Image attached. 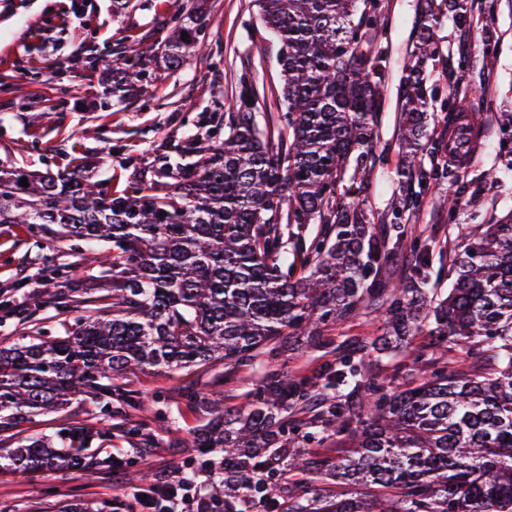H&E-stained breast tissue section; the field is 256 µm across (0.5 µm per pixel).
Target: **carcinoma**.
Segmentation results:
<instances>
[{
	"instance_id": "carcinoma-1",
	"label": "carcinoma",
	"mask_w": 512,
	"mask_h": 512,
	"mask_svg": "<svg viewBox=\"0 0 512 512\" xmlns=\"http://www.w3.org/2000/svg\"><path fill=\"white\" fill-rule=\"evenodd\" d=\"M260 20L279 43L283 122L260 129L253 85L242 81L228 113L224 142L196 149L199 159L168 175L152 192L112 195L74 156L55 173L0 169V224L41 232L56 224L68 237L109 244L76 304L54 294L45 304L77 309L65 335L0 348V427L63 408L77 395L128 397L119 381L135 370L178 371L211 360L252 361L264 346L318 335L329 321L354 319L361 306L384 313L387 335L355 353L365 357L405 342L421 327L435 344L479 362L462 366L410 351L414 373L402 384L367 373L347 356L316 380H271L243 411H217L193 433V448L224 452V485L212 498L224 512H512V216L464 228L465 244L431 273L428 244L400 223L377 236L360 196L380 157L372 149L384 97L383 35L378 0H259ZM463 26L466 0L421 8L416 51L400 80V136L405 187L395 215L416 212L429 190L448 179V160L467 154L475 125L460 112L448 123L468 135L430 143L438 158L418 163L433 93L425 73L444 16ZM188 34V41L181 40ZM197 42L174 27L167 60L180 63ZM131 90L138 70L121 68ZM359 184H344L347 171ZM27 179L28 186L21 185ZM331 224L306 239L298 230ZM298 262L285 267L288 241ZM411 263L403 278L386 267L396 251ZM455 277L448 297L428 299L429 278ZM112 283V294L97 282ZM354 384L363 413L328 390ZM318 392L344 454L301 458L284 439L282 412ZM65 449L46 436L0 448V468L39 472L83 468L85 432L69 431ZM304 474L322 469L336 481L323 493L308 481L288 503L277 499L268 464Z\"/></svg>"
}]
</instances>
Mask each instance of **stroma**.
I'll return each instance as SVG.
<instances>
[{
    "mask_svg": "<svg viewBox=\"0 0 512 512\" xmlns=\"http://www.w3.org/2000/svg\"><path fill=\"white\" fill-rule=\"evenodd\" d=\"M421 0H380L386 32L384 105L376 150L383 159L366 196L373 231L382 234L393 220L391 202L402 192L397 175L400 103L398 87L416 43L414 21ZM466 27L444 20L437 30L441 61L429 70L428 85L438 100L459 112H476L482 130L464 161L465 171L450 190L465 209L449 221L442 199L449 190L431 189L419 211L403 216L409 236L426 240L433 265L447 262L463 243L464 224H490L512 213V159L504 157L502 117L512 114V0H467ZM198 27L202 48L179 65L161 58L174 18ZM156 53L140 61L146 76L133 97L113 93L114 68L135 58L139 44ZM279 46L258 17L255 0H128L113 12L112 0H0V165L56 172L70 156L84 155L102 188L122 193L131 183L152 186L160 156L179 162L181 147L224 139V113L238 96L237 77L251 72L256 85L278 86ZM493 109H486V101ZM75 241L53 232L32 234L24 224H0V303L23 312L47 294L81 285V273L48 279L47 268L74 261ZM385 333L381 315L363 309L355 319L323 326L315 341L282 349L277 359L257 356L228 370L211 362L189 371L145 370L121 381L134 393L135 406L78 396L65 408L39 414L31 422L0 432V443L46 435L65 446V432L83 427L90 435L84 469L38 474L0 469V512H61L81 500L90 508L109 501L125 512L122 493L128 475L147 471L162 483L175 468L210 459L220 450L189 447L194 432L212 418L214 407L247 406L271 376L308 377L336 365L361 342ZM440 356L430 336L418 331L409 349L374 353L364 367L399 384L412 364L410 349ZM214 400L211 408L190 405L187 389ZM319 400L289 410L291 441L305 450L335 457V436L324 430ZM140 419V435L126 434V419Z\"/></svg>",
    "mask_w": 512,
    "mask_h": 512,
    "instance_id": "35a3bbf8",
    "label": "stroma"
}]
</instances>
